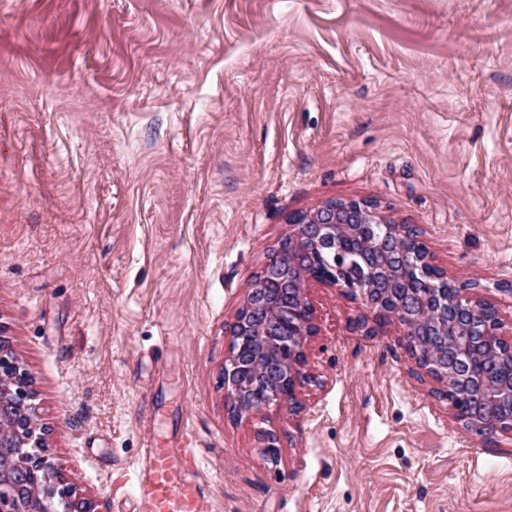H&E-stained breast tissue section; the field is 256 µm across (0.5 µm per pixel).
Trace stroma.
Masks as SVG:
<instances>
[{"label":"stroma","mask_w":512,"mask_h":512,"mask_svg":"<svg viewBox=\"0 0 512 512\" xmlns=\"http://www.w3.org/2000/svg\"><path fill=\"white\" fill-rule=\"evenodd\" d=\"M351 200L512 334V0H0V337L78 498L144 512L154 439L198 449L205 512H512V432L347 289L309 290L296 408L231 416L249 289Z\"/></svg>","instance_id":"1"}]
</instances>
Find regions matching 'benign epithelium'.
<instances>
[{
  "instance_id": "7a95c632",
  "label": "benign epithelium",
  "mask_w": 512,
  "mask_h": 512,
  "mask_svg": "<svg viewBox=\"0 0 512 512\" xmlns=\"http://www.w3.org/2000/svg\"><path fill=\"white\" fill-rule=\"evenodd\" d=\"M380 235L362 241L366 274L351 275L350 255L340 248L369 225ZM417 240L409 224H390L369 201L328 202L293 215L278 248L248 291L231 329L224 365L232 409L255 414L276 405L293 408L306 378L305 346L316 331V311L307 297L312 282L348 288L372 313L356 329L373 335L387 320L400 325L405 348L421 369L445 384L442 395L479 392L456 419L484 434L512 431V340L501 319L476 299L472 285L447 295L448 281L427 250L410 251ZM28 372L0 340V512H92L79 504L71 483L40 448L42 426Z\"/></svg>"
}]
</instances>
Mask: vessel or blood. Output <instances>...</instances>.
Instances as JSON below:
<instances>
[{
    "instance_id": "b4317fda",
    "label": "vessel or blood",
    "mask_w": 512,
    "mask_h": 512,
    "mask_svg": "<svg viewBox=\"0 0 512 512\" xmlns=\"http://www.w3.org/2000/svg\"><path fill=\"white\" fill-rule=\"evenodd\" d=\"M196 449L149 443L142 451L136 495L146 512H204L206 489Z\"/></svg>"
}]
</instances>
